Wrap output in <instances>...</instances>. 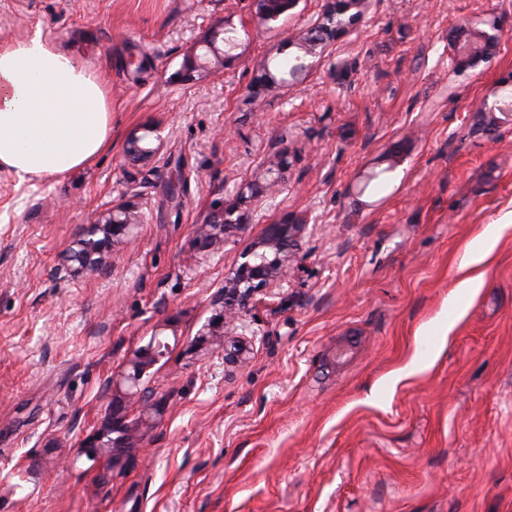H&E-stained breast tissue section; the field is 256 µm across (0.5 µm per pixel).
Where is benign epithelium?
<instances>
[{"label":"benign epithelium","instance_id":"benign-epithelium-1","mask_svg":"<svg viewBox=\"0 0 512 512\" xmlns=\"http://www.w3.org/2000/svg\"><path fill=\"white\" fill-rule=\"evenodd\" d=\"M367 2L368 0H325L320 20L305 32L307 39L304 40V48L307 55L315 54L317 48L326 46L359 25ZM459 35L466 36V39H458L453 44L451 64L457 73L475 69L488 61L501 38L500 29L496 25H491L489 32L476 31L468 21L460 23ZM286 167L287 156H277L269 168V173L273 174L269 183L246 186L250 201L257 206L261 205L268 191L280 182ZM248 219L249 214L245 212L234 220L219 217L198 233L196 246L204 252L214 249L223 243L224 234L232 224L246 222ZM136 221L135 211L127 204L115 206L112 211L101 215L95 221L93 233H100L102 237L90 239V256H101L110 251L116 241H129ZM303 228L301 220H287L276 224L262 242L244 254L245 261L239 265L234 276L224 280V310L219 313L222 322H233L248 307L257 292L280 283L289 261L288 248L296 241ZM156 351L157 347L151 346L137 352L128 365L130 372L123 376L127 390L112 394L108 419L112 422L113 438L109 447L112 448L110 456L114 459L125 455L127 449L135 447V436L128 423L126 407L132 397L142 395L139 390L140 372L143 364Z\"/></svg>","mask_w":512,"mask_h":512}]
</instances>
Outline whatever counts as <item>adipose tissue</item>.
I'll return each mask as SVG.
<instances>
[{"mask_svg": "<svg viewBox=\"0 0 512 512\" xmlns=\"http://www.w3.org/2000/svg\"><path fill=\"white\" fill-rule=\"evenodd\" d=\"M111 145L102 76L41 32L0 42V170L22 181L53 176Z\"/></svg>", "mask_w": 512, "mask_h": 512, "instance_id": "ef3b65f1", "label": "adipose tissue"}]
</instances>
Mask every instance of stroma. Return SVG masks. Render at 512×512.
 <instances>
[{
    "label": "stroma",
    "mask_w": 512,
    "mask_h": 512,
    "mask_svg": "<svg viewBox=\"0 0 512 512\" xmlns=\"http://www.w3.org/2000/svg\"><path fill=\"white\" fill-rule=\"evenodd\" d=\"M323 7L269 25L255 0H0V39L42 30L112 98V147L91 163L0 170V512H512V226L462 264L512 211V115L488 136L478 110L512 78V0H369L302 85L252 98ZM464 19L502 39L459 74ZM222 28L229 58L186 76ZM133 134L145 161L125 155ZM285 148L284 186L199 251L198 227ZM120 203L141 215L134 242L69 269ZM287 218L306 226L282 285L215 323L225 277ZM203 333L242 340L247 364ZM154 336L170 342L143 376L159 411L130 403L143 440L88 461L113 378ZM511 223L512 211H509L494 224L489 225L481 238L469 248L467 260L463 266H473L481 263L493 251L502 230Z\"/></svg>",
    "instance_id": "1"
}]
</instances>
